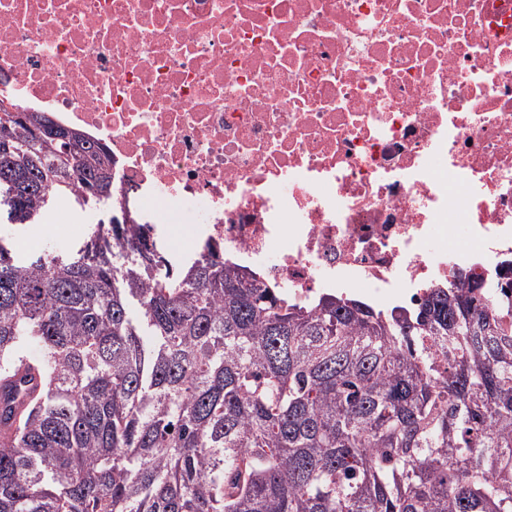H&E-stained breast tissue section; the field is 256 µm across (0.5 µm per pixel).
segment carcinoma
<instances>
[{"label":"carcinoma","instance_id":"obj_1","mask_svg":"<svg viewBox=\"0 0 512 512\" xmlns=\"http://www.w3.org/2000/svg\"><path fill=\"white\" fill-rule=\"evenodd\" d=\"M0 116V217L113 208L112 158ZM50 197L44 203V197ZM0 236V512H512V283L308 304L146 224ZM35 342L40 355L26 346ZM58 213L67 214L70 217V224H66L64 231L53 230ZM96 223L87 212L73 208L68 201H61L55 207L50 228L46 234L40 235L34 232V227L27 226L22 231H17L15 226L0 224V232L11 233L22 238L21 244L26 252H18L21 260H26L32 255L45 251L65 252L76 247L85 238L87 232ZM31 228L28 230V228Z\"/></svg>","mask_w":512,"mask_h":512}]
</instances>
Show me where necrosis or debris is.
<instances>
[{
  "label": "necrosis or debris",
  "instance_id": "necrosis-or-debris-1",
  "mask_svg": "<svg viewBox=\"0 0 512 512\" xmlns=\"http://www.w3.org/2000/svg\"><path fill=\"white\" fill-rule=\"evenodd\" d=\"M308 302L512 280V0H0V101Z\"/></svg>",
  "mask_w": 512,
  "mask_h": 512
}]
</instances>
